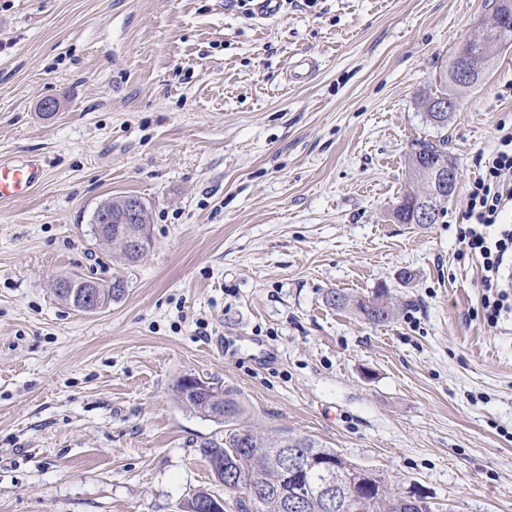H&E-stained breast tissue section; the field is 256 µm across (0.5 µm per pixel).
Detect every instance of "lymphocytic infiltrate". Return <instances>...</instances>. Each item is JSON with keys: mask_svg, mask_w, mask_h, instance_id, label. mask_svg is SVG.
I'll return each mask as SVG.
<instances>
[{"mask_svg": "<svg viewBox=\"0 0 512 512\" xmlns=\"http://www.w3.org/2000/svg\"><path fill=\"white\" fill-rule=\"evenodd\" d=\"M484 173L469 186L461 242L481 272L482 319L497 327L512 317V127H499Z\"/></svg>", "mask_w": 512, "mask_h": 512, "instance_id": "1", "label": "lymphocytic infiltrate"}]
</instances>
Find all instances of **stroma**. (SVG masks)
I'll return each mask as SVG.
<instances>
[{
	"instance_id": "obj_1",
	"label": "stroma",
	"mask_w": 512,
	"mask_h": 512,
	"mask_svg": "<svg viewBox=\"0 0 512 512\" xmlns=\"http://www.w3.org/2000/svg\"><path fill=\"white\" fill-rule=\"evenodd\" d=\"M495 0H0V160L41 183L0 200V512H237L198 448L225 427L177 398L217 381L242 427L307 437L436 512H512V320L480 317L466 192L512 125V45L423 102ZM310 56L315 75L289 82ZM59 109L44 115L40 104ZM448 139L459 182L401 224L414 142ZM151 212L147 254L95 239L105 200ZM121 279L95 312L54 283ZM389 288L386 325L329 308Z\"/></svg>"
}]
</instances>
